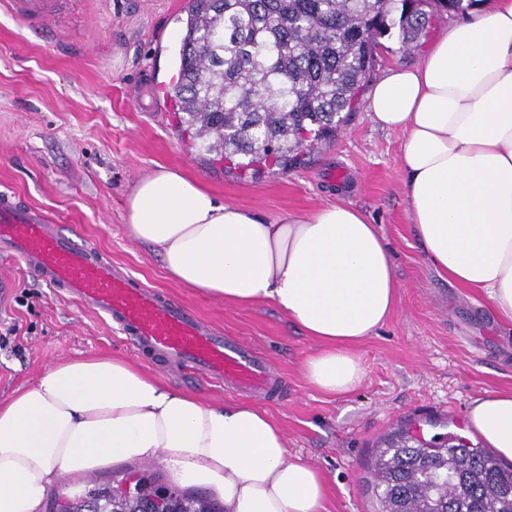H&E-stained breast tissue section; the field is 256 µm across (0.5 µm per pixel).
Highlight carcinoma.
Segmentation results:
<instances>
[{"label": "carcinoma", "instance_id": "1", "mask_svg": "<svg viewBox=\"0 0 512 512\" xmlns=\"http://www.w3.org/2000/svg\"><path fill=\"white\" fill-rule=\"evenodd\" d=\"M479 0H188L171 96L208 155L247 169L272 159L286 172L333 137L370 72L378 40L408 50L431 5L466 14ZM371 475L380 512H512V464L491 448L402 430ZM74 512H219L207 497L149 477L133 489L92 488Z\"/></svg>", "mask_w": 512, "mask_h": 512}]
</instances>
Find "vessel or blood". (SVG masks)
Returning a JSON list of instances; mask_svg holds the SVG:
<instances>
[{
	"label": "vessel or blood",
	"instance_id": "vessel-or-blood-1",
	"mask_svg": "<svg viewBox=\"0 0 512 512\" xmlns=\"http://www.w3.org/2000/svg\"><path fill=\"white\" fill-rule=\"evenodd\" d=\"M0 252L20 258L47 285L106 316L138 352L169 372L264 397L277 380L251 346L212 330L188 304L136 285L81 236L6 193L0 194Z\"/></svg>",
	"mask_w": 512,
	"mask_h": 512
}]
</instances>
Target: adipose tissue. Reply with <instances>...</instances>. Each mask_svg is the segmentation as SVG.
Masks as SVG:
<instances>
[{"instance_id":"1","label":"adipose tissue","mask_w":512,"mask_h":512,"mask_svg":"<svg viewBox=\"0 0 512 512\" xmlns=\"http://www.w3.org/2000/svg\"><path fill=\"white\" fill-rule=\"evenodd\" d=\"M367 112L403 135L408 216L427 263L512 323V0H483L418 66L392 69ZM126 222L171 280L232 304H274L316 341L302 366L310 386L342 394L361 383L356 348L398 295L385 239L362 211L336 202L268 220L161 166L130 192ZM468 426L512 460V392L475 398ZM158 458L224 512L325 510L324 476L290 455L265 411L206 402L124 358L57 360L0 400V512H40L62 475Z\"/></svg>"}]
</instances>
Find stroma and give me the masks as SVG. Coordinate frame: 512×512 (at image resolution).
Masks as SVG:
<instances>
[{
	"label": "stroma",
	"instance_id": "1",
	"mask_svg": "<svg viewBox=\"0 0 512 512\" xmlns=\"http://www.w3.org/2000/svg\"><path fill=\"white\" fill-rule=\"evenodd\" d=\"M185 6L186 0H56L49 13L25 15L0 0V192L71 226L140 285L167 292L225 335L248 341L281 380L276 396L254 403L282 428L290 454L323 472L327 512H377L366 480L377 449L400 427L424 438L466 437L471 402L486 391L512 390V325L427 264L408 219L403 135L376 128L365 102L335 138L285 173L241 175L199 153L182 135L167 94ZM455 20L435 14L420 46L408 51L397 38H382L366 85L395 67L419 64ZM161 165L269 219L341 200L378 226L392 251L399 298L386 324L357 348L365 367L359 386L340 395L314 389L302 364L318 345L273 304L203 298L168 280L158 251L131 239L126 199ZM6 328L12 334L0 346V400L56 359L97 354L144 364L208 402L241 398L202 377L164 373L102 317L0 253V330ZM142 473L173 483L160 461L125 463L63 477L48 496L115 486Z\"/></svg>",
	"mask_w": 512,
	"mask_h": 512
}]
</instances>
